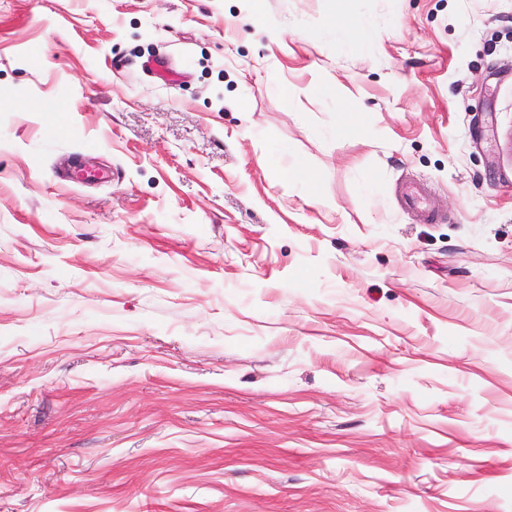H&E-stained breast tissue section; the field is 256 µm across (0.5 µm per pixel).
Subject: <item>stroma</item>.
<instances>
[{"label":"stroma","mask_w":512,"mask_h":512,"mask_svg":"<svg viewBox=\"0 0 512 512\" xmlns=\"http://www.w3.org/2000/svg\"><path fill=\"white\" fill-rule=\"evenodd\" d=\"M249 9L0 0V512H512V0ZM403 207L417 210L428 216L435 212L433 198L423 182H408L400 190Z\"/></svg>","instance_id":"obj_1"}]
</instances>
